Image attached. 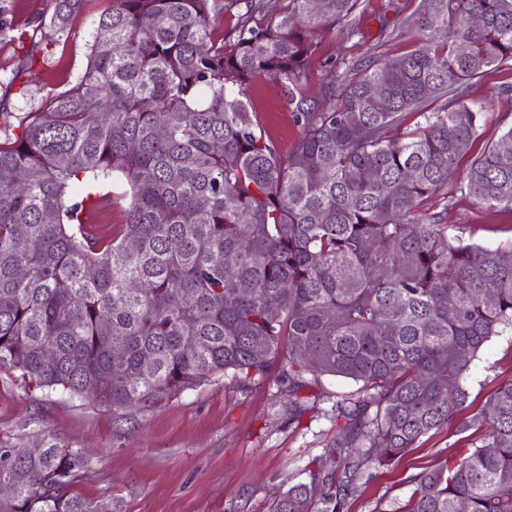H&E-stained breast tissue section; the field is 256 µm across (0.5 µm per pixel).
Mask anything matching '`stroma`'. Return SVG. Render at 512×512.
Wrapping results in <instances>:
<instances>
[{"mask_svg": "<svg viewBox=\"0 0 512 512\" xmlns=\"http://www.w3.org/2000/svg\"><path fill=\"white\" fill-rule=\"evenodd\" d=\"M418 0H366L352 23L359 35L340 25L324 34L308 66L302 97L322 100L332 85L354 78L353 64H369L414 50L417 28L403 18ZM110 0H84L66 33L45 29L51 0H0V142L83 72L94 20ZM468 94L484 106L483 128L448 180L447 197L425 206L465 241L494 246L512 239V214L483 207L466 187L476 152L512 127V69L473 80ZM258 124L281 151L300 139L295 106L284 88L268 78L250 88ZM123 178L101 184L86 211L100 239L119 237L129 199ZM512 381V327L493 336L473 361L466 386L469 407L462 420L479 412L488 396ZM353 381L324 376L305 389L314 407L300 424L288 421L277 374L241 390L220 376L171 398L167 405L130 417L89 401L70 400L25 385L19 373L0 372V440L31 447L35 430L81 449L86 465L74 493L106 512H271L279 492L306 481L307 469L336 437L334 404L356 394ZM481 433L453 423L424 437L390 466L370 470L348 497L345 512H395L412 492L411 475L443 463L460 449L478 445Z\"/></svg>", "mask_w": 512, "mask_h": 512, "instance_id": "obj_1", "label": "stroma"}]
</instances>
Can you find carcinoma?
Returning a JSON list of instances; mask_svg holds the SVG:
<instances>
[{"instance_id": "obj_1", "label": "carcinoma", "mask_w": 512, "mask_h": 512, "mask_svg": "<svg viewBox=\"0 0 512 512\" xmlns=\"http://www.w3.org/2000/svg\"><path fill=\"white\" fill-rule=\"evenodd\" d=\"M83 2L52 0L50 30ZM361 2L112 0L75 85L0 143V371L120 411L227 374L248 390L275 369L290 422L309 382L361 384L336 401L326 462L273 512H344L370 469L467 407L472 362L512 327V240L467 243L423 210L480 134L471 81L512 63V0H419L404 23L420 45L298 108L288 153L253 119V81L300 94L320 36ZM114 175L127 224L102 243L86 202ZM466 179L512 213V128ZM465 427L481 444L413 475L396 512H512V382ZM40 442L37 456L0 442L14 487L0 512H98L70 491L83 453Z\"/></svg>"}]
</instances>
